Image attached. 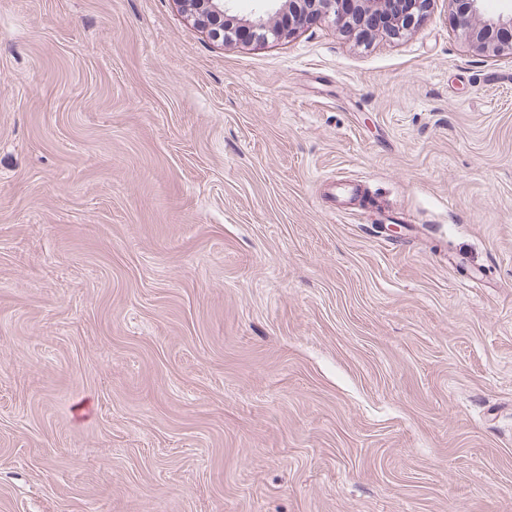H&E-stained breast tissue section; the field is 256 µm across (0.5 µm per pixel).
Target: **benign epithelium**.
I'll list each match as a JSON object with an SVG mask.
<instances>
[{"instance_id":"7a95c632","label":"benign epithelium","mask_w":512,"mask_h":512,"mask_svg":"<svg viewBox=\"0 0 512 512\" xmlns=\"http://www.w3.org/2000/svg\"><path fill=\"white\" fill-rule=\"evenodd\" d=\"M195 8V20L216 42L228 35L225 0H188ZM275 10L260 8L247 20L252 32L261 38L272 34L278 38L283 31L269 22L286 11L294 17L288 33L322 15H332L336 24L349 30L362 19L386 8L390 9V34L397 36L419 24L429 0H272ZM485 0H447L455 13V22L464 41L481 53L512 54V7L506 12L489 14Z\"/></svg>"}]
</instances>
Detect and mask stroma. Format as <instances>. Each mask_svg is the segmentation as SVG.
<instances>
[{
	"instance_id": "stroma-1",
	"label": "stroma",
	"mask_w": 512,
	"mask_h": 512,
	"mask_svg": "<svg viewBox=\"0 0 512 512\" xmlns=\"http://www.w3.org/2000/svg\"><path fill=\"white\" fill-rule=\"evenodd\" d=\"M0 512H512V55L0 0ZM364 182L360 181H337L330 185L328 192L330 201L333 205V214L336 216L351 215L350 205L351 198L357 194L359 190L364 188Z\"/></svg>"
}]
</instances>
